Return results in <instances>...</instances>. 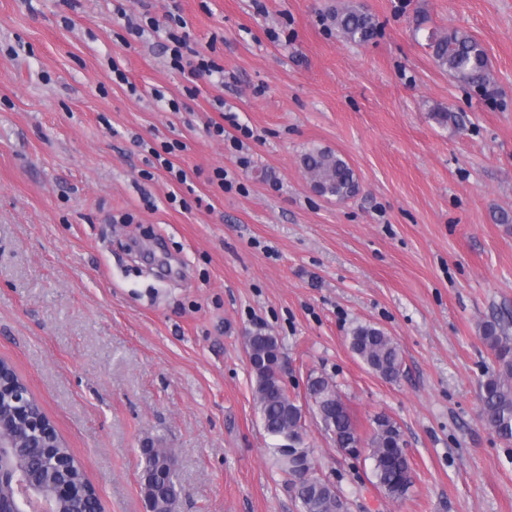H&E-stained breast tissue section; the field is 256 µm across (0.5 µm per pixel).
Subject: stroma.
<instances>
[{
  "mask_svg": "<svg viewBox=\"0 0 512 512\" xmlns=\"http://www.w3.org/2000/svg\"><path fill=\"white\" fill-rule=\"evenodd\" d=\"M347 2L0 0V359L103 512H147L150 440L174 455L177 512H299L255 407L245 338L258 330L298 403L320 374L362 438L380 413L403 433L413 483L391 500L306 414L316 473L348 512H512V442L479 418L496 367L482 325L512 314V224L496 221L512 211V0H359L378 25L363 45L329 21ZM118 5L178 8L236 83L199 79L169 111L188 80L156 43L121 44ZM453 29L484 47L492 88L435 62L428 32ZM219 97L256 135L246 169L205 130ZM173 139L187 183L140 179L143 143ZM315 147L346 158L356 195L312 190L300 158ZM218 166L247 194L212 187ZM360 324L398 342V381L352 352Z\"/></svg>",
  "mask_w": 512,
  "mask_h": 512,
  "instance_id": "35a3bbf8",
  "label": "stroma"
}]
</instances>
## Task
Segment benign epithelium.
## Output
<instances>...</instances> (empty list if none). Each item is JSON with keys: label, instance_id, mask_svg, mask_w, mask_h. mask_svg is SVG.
Wrapping results in <instances>:
<instances>
[{"label": "benign epithelium", "instance_id": "benign-epithelium-1", "mask_svg": "<svg viewBox=\"0 0 512 512\" xmlns=\"http://www.w3.org/2000/svg\"><path fill=\"white\" fill-rule=\"evenodd\" d=\"M10 405L15 420L23 423L24 435L9 431L0 421V512H63V506L80 512L77 504L95 488L70 480V461L55 452L51 426L30 415L32 395L24 381L0 368V401Z\"/></svg>", "mask_w": 512, "mask_h": 512}]
</instances>
